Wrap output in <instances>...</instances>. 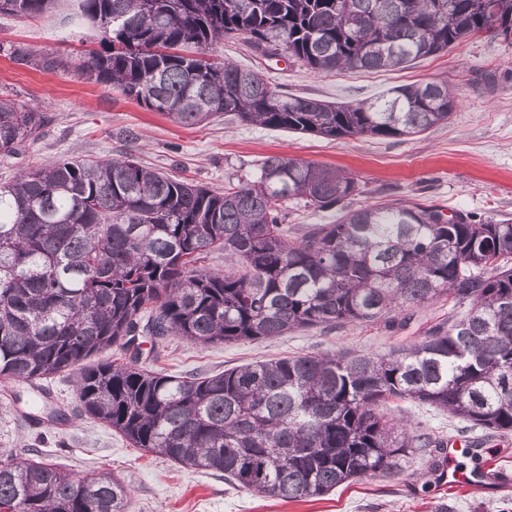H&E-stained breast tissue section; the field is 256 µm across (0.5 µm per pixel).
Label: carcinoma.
Wrapping results in <instances>:
<instances>
[{"mask_svg": "<svg viewBox=\"0 0 512 512\" xmlns=\"http://www.w3.org/2000/svg\"><path fill=\"white\" fill-rule=\"evenodd\" d=\"M55 0H0L34 18ZM105 47L77 69L183 126L231 115L265 128L402 137L447 123L446 81L407 84L336 106L288 96L256 71L186 54L230 33L281 50L317 74L404 69L479 32L512 34V0H81ZM32 63L21 43L0 46ZM45 113L0 96V154L36 139ZM354 178L285 156L214 193L129 156L55 160L0 185V378L76 369L89 416L134 447L186 469L224 474L253 496L306 501L370 473H399L444 448L408 433L395 400L512 432V224L445 219L403 200L354 207ZM339 209L333 224L288 237L286 203ZM224 252L233 268L197 269ZM443 297L466 308L385 355L337 352L178 376L140 365V336L208 345L380 320ZM114 348L119 357L85 364ZM126 484L43 460L0 463V512H129Z\"/></svg>", "mask_w": 512, "mask_h": 512, "instance_id": "obj_1", "label": "carcinoma"}]
</instances>
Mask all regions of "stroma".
<instances>
[{"label":"stroma","instance_id":"1","mask_svg":"<svg viewBox=\"0 0 512 512\" xmlns=\"http://www.w3.org/2000/svg\"><path fill=\"white\" fill-rule=\"evenodd\" d=\"M78 2L57 0L55 9L37 18L0 15V44H24L36 59L50 54L70 60L100 49V33L82 17ZM213 55L262 72L277 90L338 105L370 100L406 84L444 81L459 106L449 123L390 139L331 140L225 117L187 128L73 69L45 72L36 64H15L0 52V91L48 116L25 152L0 155V183L41 161H100L127 154L143 166L220 192L252 177L264 157L280 155L346 169L363 189L353 201L357 207L405 199L434 205L447 216L464 212L512 221V37L474 36L393 72L319 75L284 53L255 52L242 36L215 45ZM451 313V303L443 298L415 310L402 329L378 321L207 347L176 336L146 338L141 363L171 374H211L313 353L382 354L423 336ZM45 386L49 405L66 414V423L32 424L27 414L33 391L22 382L0 381V463L42 458L81 476L109 471L130 487V512H512V486L489 496L449 492L440 481V456L432 448L417 453L400 475L369 476L316 500L252 496L219 475L185 469L133 447L89 418L75 397L70 371ZM8 390L21 392V402L5 400ZM393 416L413 430L457 435L455 419L431 410L403 402Z\"/></svg>","mask_w":512,"mask_h":512}]
</instances>
